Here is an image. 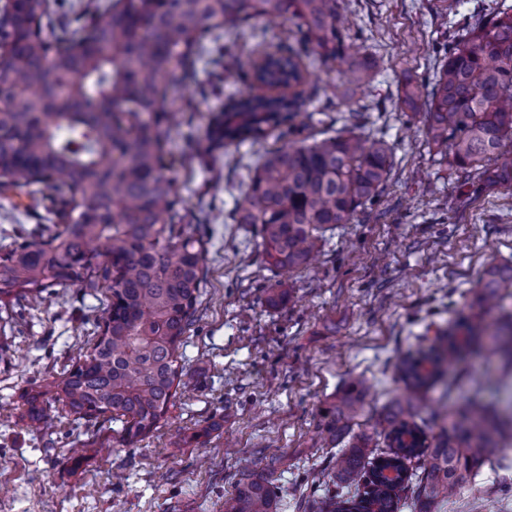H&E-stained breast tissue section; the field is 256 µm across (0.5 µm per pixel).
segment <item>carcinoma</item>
<instances>
[{
	"mask_svg": "<svg viewBox=\"0 0 512 512\" xmlns=\"http://www.w3.org/2000/svg\"><path fill=\"white\" fill-rule=\"evenodd\" d=\"M463 0H435L446 27ZM63 18L55 0H6L0 7V191L31 198L37 224L0 246V336L21 303L78 285L109 292L96 336L75 344L76 360L25 391L21 419L52 428L62 412L93 433L122 424L118 443L134 447L152 434L185 387L183 354L204 279V242L183 223L181 199L167 176V147L191 105L169 96L179 78L204 93L202 66L218 52L235 58L254 41L239 79L247 94L224 100L207 138L224 147L260 145L274 136L289 145L257 154L235 198L233 220L250 224L271 267L306 269L325 237L372 205L392 168L382 137L347 130L304 134L320 99L309 66L329 65L344 41L360 37L345 0H92ZM494 17L477 18L436 43L427 94L406 79L400 109L425 112L429 148L465 174L464 185L512 188V4L494 0ZM289 23L293 40L265 45L261 23ZM372 56L350 63L334 95L347 105L366 96ZM468 313L433 345L398 359L405 402L390 404L372 432L330 457L299 494V512H399L410 497L419 512L472 478L491 448L512 434L485 404L469 398L425 431L415 405L440 379L442 366L482 346L486 312L512 294V261L485 268ZM512 359V320L489 337ZM364 381H349L322 411L328 445L362 405ZM387 442L369 459L365 449ZM280 456L247 463L224 512H281L275 474ZM397 472L387 479L385 472Z\"/></svg>",
	"mask_w": 512,
	"mask_h": 512,
	"instance_id": "1",
	"label": "carcinoma"
}]
</instances>
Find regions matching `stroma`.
<instances>
[{
  "mask_svg": "<svg viewBox=\"0 0 512 512\" xmlns=\"http://www.w3.org/2000/svg\"><path fill=\"white\" fill-rule=\"evenodd\" d=\"M374 57L377 80L364 112L368 130L393 147L394 165L378 205L328 234L315 268L288 280L290 300L269 302L281 278L229 213L254 159L251 146H213L208 124L240 85L231 68L203 74L209 95L170 138L169 176L185 199L188 224L205 242L202 298L183 348L185 387L167 421L129 449L72 447L83 428L46 431L19 418L32 378L59 372L76 342L91 338L102 294L57 287L27 306L8 330L10 363L0 362V512H219L239 461L285 457L278 481L296 496L304 473L329 460L319 414L345 384L367 392L353 433L404 393L397 358L435 338L476 296L493 261L512 258V190L469 197L454 169L423 141V113L405 116V77L429 90L432 45L445 33L432 0H346ZM512 401V363L468 355L428 394L452 406L474 394ZM437 512H512V457L487 452L472 486Z\"/></svg>",
  "mask_w": 512,
  "mask_h": 512,
  "instance_id": "obj_1",
  "label": "stroma"
}]
</instances>
